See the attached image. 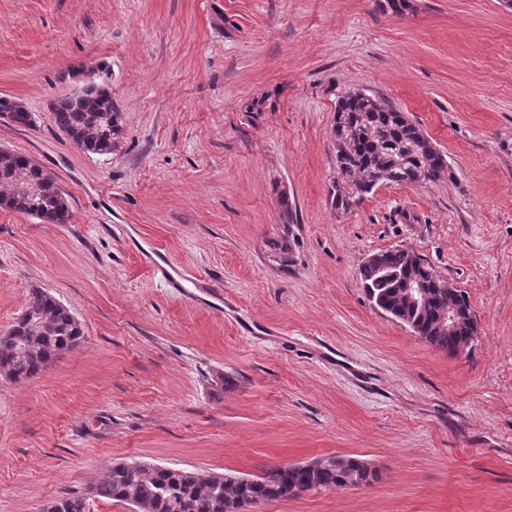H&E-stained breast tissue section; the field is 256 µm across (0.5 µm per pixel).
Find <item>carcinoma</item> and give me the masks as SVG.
<instances>
[{"instance_id":"cac0c4a2","label":"carcinoma","mask_w":512,"mask_h":512,"mask_svg":"<svg viewBox=\"0 0 512 512\" xmlns=\"http://www.w3.org/2000/svg\"><path fill=\"white\" fill-rule=\"evenodd\" d=\"M111 101L89 82L84 95H68L52 106V118L60 131L71 133L93 155L112 154L116 121L111 119ZM29 127L30 112L20 103L0 98V114ZM336 167L341 178L330 191L331 206L347 211L380 185L423 186L442 175L455 178L451 166L425 136L419 125L392 103L356 91L342 97L336 107L333 127ZM0 186L6 188L0 205L38 219L62 223L68 209L55 179L28 157L10 153L0 160ZM38 188L33 196L30 189ZM369 301L379 310L407 326L432 347L452 354L476 332L466 292L448 288L420 255L405 249L380 252L379 260L365 261L358 270ZM421 281L424 300L416 305L406 295V281ZM454 309L459 317L454 329L441 322L442 314ZM23 313L29 321L13 325L17 342L0 341V370L15 380L37 375L66 346H76L83 329L71 311L44 288L29 290ZM128 462L106 468L87 489L65 493L44 505L42 512H89L92 499L119 501L134 512H226L246 505L288 500L303 492L346 487L355 474L376 479L375 470L356 458H333L330 464L308 467L300 464L274 466L256 477L239 476L234 481L222 474L203 475L179 468L142 463L133 473Z\"/></svg>"}]
</instances>
